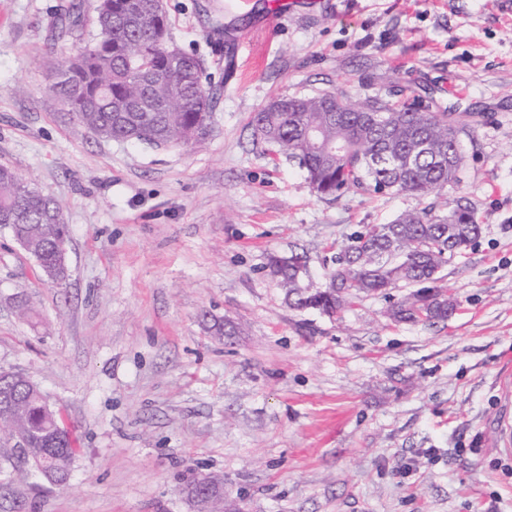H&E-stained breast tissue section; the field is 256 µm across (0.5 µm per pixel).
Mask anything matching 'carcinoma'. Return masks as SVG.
I'll use <instances>...</instances> for the list:
<instances>
[{"mask_svg": "<svg viewBox=\"0 0 512 512\" xmlns=\"http://www.w3.org/2000/svg\"><path fill=\"white\" fill-rule=\"evenodd\" d=\"M77 33V57L56 68L51 92L67 111L100 136L170 147L201 143L199 133L214 110V94L202 80L197 56L184 50L181 68L170 67L168 16L163 0H99L93 30L84 33L81 5L65 13ZM255 141L303 171L312 191L335 201L349 193L437 195L460 181L464 155L451 162L447 143L464 127L446 112H432L418 99L367 98L358 103L334 91L312 96H279L251 116ZM0 224L18 225L24 248L45 274L65 278L59 245L68 228L58 202L30 188L8 167H0ZM482 225L477 209L463 198H448L372 224L343 244L326 273V287L312 291L307 256L272 255L268 268L289 304L320 314L338 313L362 294L390 288L444 290L441 271L472 246ZM398 322L445 321L448 302L408 293L387 308ZM14 410L0 414V428L24 434L32 451H15L0 434V467L17 481L49 471L64 488L76 449L64 437L55 442L59 419L44 413L46 403L31 379L11 389ZM221 481H210L208 512H222Z\"/></svg>", "mask_w": 512, "mask_h": 512, "instance_id": "carcinoma-1", "label": "carcinoma"}]
</instances>
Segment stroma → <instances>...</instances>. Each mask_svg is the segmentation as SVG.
Listing matches in <instances>:
<instances>
[{"mask_svg": "<svg viewBox=\"0 0 512 512\" xmlns=\"http://www.w3.org/2000/svg\"><path fill=\"white\" fill-rule=\"evenodd\" d=\"M71 0H0V166L60 204L69 278L0 228V367L30 375L76 455L69 488L9 484L0 512H199L192 474L246 512H512L497 446L512 366V17L494 0H164L172 41L215 91L197 146L98 136L50 92L77 49ZM419 97L465 127L448 195L481 237L443 269L447 321L396 323L389 298L327 317L291 307L267 257L337 247L418 207L312 192L255 143L276 96ZM28 300L34 318L17 303Z\"/></svg>", "mask_w": 512, "mask_h": 512, "instance_id": "1", "label": "stroma"}]
</instances>
